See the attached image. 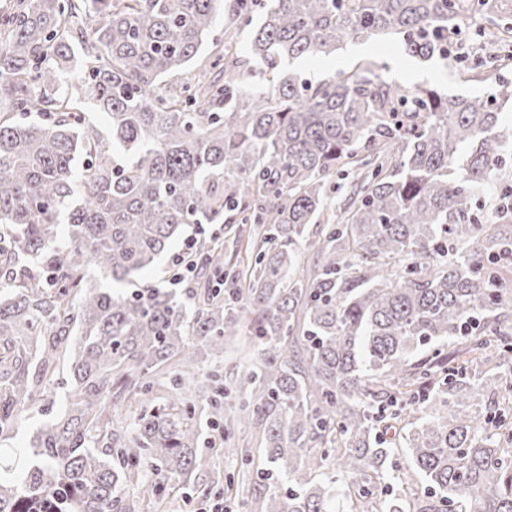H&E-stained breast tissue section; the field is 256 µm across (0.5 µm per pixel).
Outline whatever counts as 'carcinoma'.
<instances>
[{
    "label": "carcinoma",
    "instance_id": "cac0c4a2",
    "mask_svg": "<svg viewBox=\"0 0 512 512\" xmlns=\"http://www.w3.org/2000/svg\"><path fill=\"white\" fill-rule=\"evenodd\" d=\"M253 7L245 44L192 73L216 17L229 35ZM477 14L512 32V0L0 12V443L65 392L61 416L0 447V512H173L203 481L235 499L215 487L222 450L288 484L250 490L248 512H512V82L468 97L365 59L314 82L286 71L380 35L446 65ZM246 75L262 90L237 94ZM190 224L241 225L229 292L209 287L216 239L193 287L136 283ZM91 267L130 289L89 284ZM244 332L249 364L226 372Z\"/></svg>",
    "mask_w": 512,
    "mask_h": 512
}]
</instances>
